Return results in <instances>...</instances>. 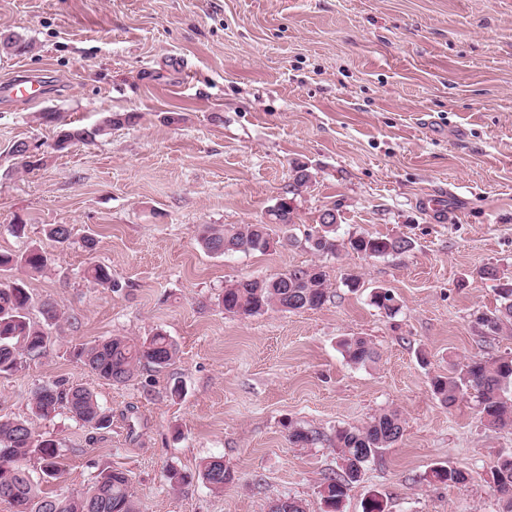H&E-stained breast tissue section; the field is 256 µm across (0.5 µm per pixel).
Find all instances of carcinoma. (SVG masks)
Instances as JSON below:
<instances>
[{"label":"carcinoma","mask_w":512,"mask_h":512,"mask_svg":"<svg viewBox=\"0 0 512 512\" xmlns=\"http://www.w3.org/2000/svg\"><path fill=\"white\" fill-rule=\"evenodd\" d=\"M269 222L242 224L218 229L204 225L199 235L202 249L211 255L229 252H265L270 248V225L293 223V209L282 201L267 211ZM336 210L325 209L317 225L307 233L316 240L313 250L334 255L339 249L336 238ZM349 249L364 257H384L411 249V242L387 235H357L348 239ZM47 265V256L36 247L17 254L0 253V271L15 267L39 272ZM84 276L105 288H118L112 272L102 264L92 263ZM327 275L322 266L295 268L270 278L235 280L224 286L221 302L229 314L251 317L269 309L301 312L321 308L327 298ZM499 305L483 313L480 328L486 336H495L506 326L512 327V284L499 285ZM376 308L392 315L398 311L396 297L389 290L371 294ZM31 297L22 280L0 282V374L15 372L47 351L52 337L46 328L31 321ZM344 354L354 365H367L377 357L374 346L355 336L342 343ZM177 353L175 341L162 331L135 339L114 336L93 345L77 348L76 356L98 378L111 384H124L140 366L157 370L167 368ZM430 389L439 402L455 406L465 396L475 398L478 412L490 430L512 428V356L473 357L461 369L431 379ZM32 411L49 417L66 409L81 426L93 431L112 426V415L98 402L96 395L80 384L56 381L33 391ZM404 420L396 410L373 417L362 427L336 429L335 447L338 469L324 477L318 486L321 512H340L341 504L353 484L360 481L366 467L382 451L392 447L403 435ZM288 440L297 448L316 444L317 434L301 427H288ZM60 448L51 439H40L24 419L0 416V500L8 502L13 512H137L130 491L127 472L106 468L95 477L92 489L82 497H60L41 488L63 478ZM37 461L41 475L34 478L29 464ZM493 476H505L508 482L494 486L499 512H512V453L500 455L491 467ZM199 477L214 492L234 479L233 472L219 458L202 464ZM465 472L457 467L434 466L428 483H462Z\"/></svg>","instance_id":"cac0c4a2"}]
</instances>
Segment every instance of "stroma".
Here are the masks:
<instances>
[{
    "label": "stroma",
    "instance_id": "obj_1",
    "mask_svg": "<svg viewBox=\"0 0 512 512\" xmlns=\"http://www.w3.org/2000/svg\"><path fill=\"white\" fill-rule=\"evenodd\" d=\"M1 33L26 48L0 49V82L27 72L46 90L36 103L0 100V252L47 254L24 275L30 318L43 323L51 300L63 319L46 355L0 376V415L58 442L65 474L48 491L77 496L117 468L139 512H267L283 496L320 512L336 429L395 409L402 438L342 512H362L372 493L386 512H497L488 475L512 429L485 428L469 398L442 407L429 380L512 353V334L486 338L472 323L497 304L498 283L480 269L512 279V0H0ZM62 130L91 137L58 151ZM18 141L39 145L40 165L22 167ZM297 164L312 180L292 196ZM438 194L440 215L422 204ZM285 196L294 222L271 235H291L288 246L213 256L198 245L200 225L261 223ZM327 208L341 239L412 247L317 255L306 234ZM51 224L69 225L70 242L49 238ZM91 262L118 291L84 277ZM313 264L329 278L320 309L244 318L218 301L229 281ZM376 288L395 295L396 316L371 305ZM157 330L178 346L172 365L122 385L73 355ZM353 336L374 345L375 362L347 361L341 343ZM60 378L93 391L111 428L32 415L35 388ZM176 379L185 393L173 399ZM292 424L318 443L294 447ZM212 457L235 475L219 494L197 478ZM438 464L467 481L429 485ZM172 467L193 484L172 488ZM347 244L352 252L369 258L401 254L409 251L412 246L407 239L387 235L351 236Z\"/></svg>",
    "mask_w": 512,
    "mask_h": 512
}]
</instances>
